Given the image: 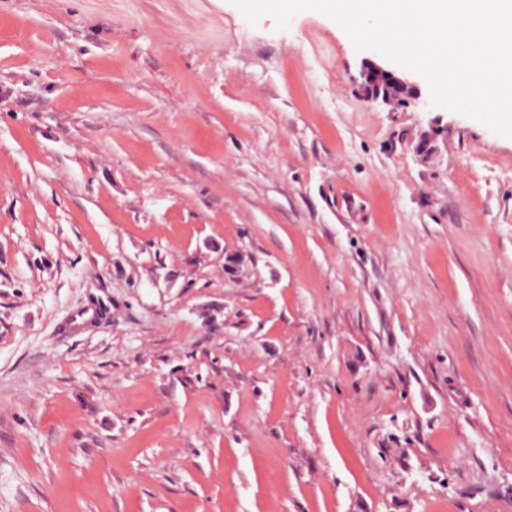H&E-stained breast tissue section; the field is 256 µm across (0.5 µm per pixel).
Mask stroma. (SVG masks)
I'll return each mask as SVG.
<instances>
[{
	"label": "stroma",
	"mask_w": 512,
	"mask_h": 512,
	"mask_svg": "<svg viewBox=\"0 0 512 512\" xmlns=\"http://www.w3.org/2000/svg\"><path fill=\"white\" fill-rule=\"evenodd\" d=\"M370 61L0 0V512H512V138ZM359 80L365 88L366 95L378 104L390 105L397 100L419 98L414 83L398 77L393 71L379 65H373L363 70L359 75ZM374 82H383L384 90L373 86Z\"/></svg>",
	"instance_id": "1"
}]
</instances>
